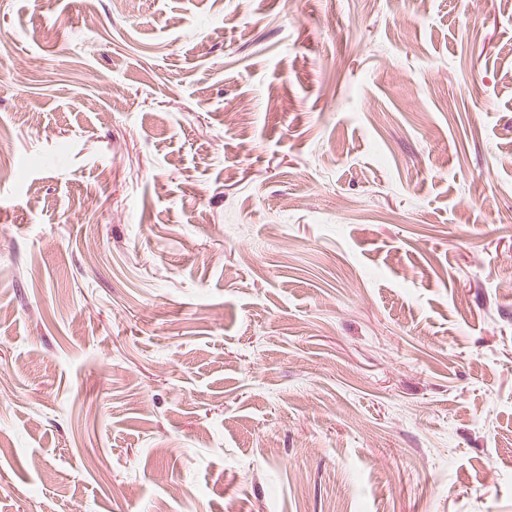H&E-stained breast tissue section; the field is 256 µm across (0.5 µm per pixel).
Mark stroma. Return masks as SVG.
Returning <instances> with one entry per match:
<instances>
[{
  "instance_id": "35a3bbf8",
  "label": "stroma",
  "mask_w": 512,
  "mask_h": 512,
  "mask_svg": "<svg viewBox=\"0 0 512 512\" xmlns=\"http://www.w3.org/2000/svg\"><path fill=\"white\" fill-rule=\"evenodd\" d=\"M0 512H512V0H0Z\"/></svg>"
}]
</instances>
